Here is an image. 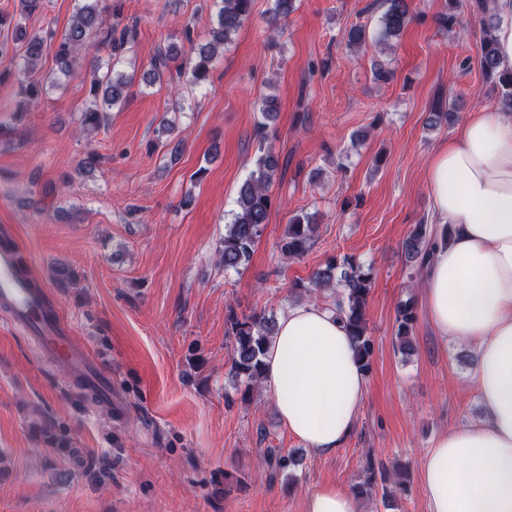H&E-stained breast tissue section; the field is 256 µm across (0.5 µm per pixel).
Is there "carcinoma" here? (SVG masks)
Instances as JSON below:
<instances>
[{
	"label": "carcinoma",
	"instance_id": "1",
	"mask_svg": "<svg viewBox=\"0 0 512 512\" xmlns=\"http://www.w3.org/2000/svg\"><path fill=\"white\" fill-rule=\"evenodd\" d=\"M19 13L0 16V26L13 27L11 39L0 41V62L13 63L18 51H23V63L11 70L0 71V78L13 76L18 84V94L28 107L37 106L45 94L44 84L28 77L39 63L45 44L57 43L55 64L57 74L51 85L59 86L60 76L70 75L80 65L81 55L91 56L86 64L83 85L87 93V103L82 110V126L86 130H96L104 125L108 112L122 106L127 100L133 85V77L111 65V61L133 45L138 38L137 25L119 27L112 24L109 17L102 15L100 0H81L76 16L61 38L55 31L30 32L27 19L41 7L42 0H18ZM217 5L216 22L209 30L207 43L196 49L184 51L171 44L161 50L150 62L145 79L151 85L160 82L167 75L177 74L188 78L190 83L199 85L209 80L213 62L224 50V44L242 24L251 17L254 0H215ZM387 9L380 17V40L387 42L401 35L411 22L407 0H386ZM477 15L485 33L482 43L480 67L484 75L494 80L500 87L499 105L503 112L512 113V72L499 71L496 47L492 30L497 25V13L489 8L487 0H475ZM293 10V0H275L270 26L278 28V21ZM108 50L109 62L102 63L97 56L99 49ZM276 111V101L267 98L262 102L260 112L264 121L257 127L260 139L266 138L267 121ZM278 168V160L267 150L257 158L255 169L238 188L237 209L231 224L222 240L219 251L220 262L225 268L237 269L251 257L262 234V226L267 223L272 197L269 188ZM318 225L310 222L307 215H295L289 222L281 244V251L288 256H300L312 246L317 235ZM437 241L427 237V225L419 224L406 239L403 248L410 259L426 262ZM373 280L371 268H365L351 259L343 263L330 260L325 267L316 270L308 284L294 285L312 294L333 285L340 287L333 310L345 324L351 336L354 351L364 372L370 370L372 354L371 340L367 335L366 301ZM416 320L414 303L406 300L397 306V335L399 350L408 354L412 350L411 334ZM228 335L234 336L231 371L246 386L262 382L266 347L273 334L272 324L260 315L243 319L234 312L227 315Z\"/></svg>",
	"mask_w": 512,
	"mask_h": 512
}]
</instances>
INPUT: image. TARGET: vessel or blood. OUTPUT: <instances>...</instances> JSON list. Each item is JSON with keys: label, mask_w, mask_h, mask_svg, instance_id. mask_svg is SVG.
Returning a JSON list of instances; mask_svg holds the SVG:
<instances>
[{"label": "vessel or blood", "mask_w": 512, "mask_h": 512, "mask_svg": "<svg viewBox=\"0 0 512 512\" xmlns=\"http://www.w3.org/2000/svg\"><path fill=\"white\" fill-rule=\"evenodd\" d=\"M17 266L14 247L0 244V307L7 310L13 324L67 366L79 385L111 397V382L101 375L88 350L74 341L67 324L44 292L30 287Z\"/></svg>", "instance_id": "b4317fda"}]
</instances>
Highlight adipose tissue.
<instances>
[{
	"instance_id": "obj_1",
	"label": "adipose tissue",
	"mask_w": 512,
	"mask_h": 512,
	"mask_svg": "<svg viewBox=\"0 0 512 512\" xmlns=\"http://www.w3.org/2000/svg\"><path fill=\"white\" fill-rule=\"evenodd\" d=\"M426 174L432 219L454 227L429 260L427 313L437 336L475 345L483 408L426 452L429 512H512V114L472 112ZM264 382L289 432L321 454L349 437L367 393L343 322L315 304L280 318Z\"/></svg>"
}]
</instances>
